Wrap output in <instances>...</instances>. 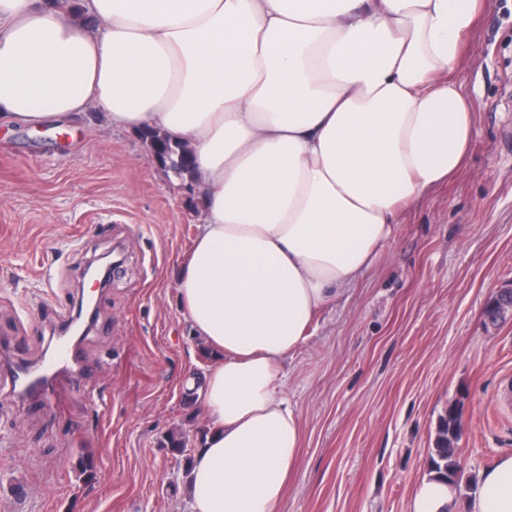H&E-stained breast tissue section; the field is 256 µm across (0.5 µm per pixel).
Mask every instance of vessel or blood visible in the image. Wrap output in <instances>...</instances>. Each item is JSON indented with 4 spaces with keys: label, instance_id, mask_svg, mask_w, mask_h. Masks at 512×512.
Segmentation results:
<instances>
[{
    "label": "vessel or blood",
    "instance_id": "vessel-or-blood-1",
    "mask_svg": "<svg viewBox=\"0 0 512 512\" xmlns=\"http://www.w3.org/2000/svg\"><path fill=\"white\" fill-rule=\"evenodd\" d=\"M82 364L67 342L58 341L51 355L37 366H12L8 382L13 393L21 396L46 394L55 376L77 375Z\"/></svg>",
    "mask_w": 512,
    "mask_h": 512
}]
</instances>
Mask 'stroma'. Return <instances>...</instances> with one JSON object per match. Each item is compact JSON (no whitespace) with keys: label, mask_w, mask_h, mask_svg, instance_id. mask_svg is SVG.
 Masks as SVG:
<instances>
[{"label":"stroma","mask_w":512,"mask_h":512,"mask_svg":"<svg viewBox=\"0 0 512 512\" xmlns=\"http://www.w3.org/2000/svg\"><path fill=\"white\" fill-rule=\"evenodd\" d=\"M454 78L478 115L467 170L400 212L282 365L302 448L277 512H410L452 404L456 512L512 453V320L484 316L512 286V0H491ZM200 213L195 184L97 114L0 125V338L41 363L81 297L97 305L80 381L20 399L0 375V512H190L185 459L161 442L178 429L195 451L207 426L184 383L210 361L175 288Z\"/></svg>","instance_id":"stroma-1"}]
</instances>
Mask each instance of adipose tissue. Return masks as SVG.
<instances>
[{
	"label": "adipose tissue",
	"instance_id": "1",
	"mask_svg": "<svg viewBox=\"0 0 512 512\" xmlns=\"http://www.w3.org/2000/svg\"><path fill=\"white\" fill-rule=\"evenodd\" d=\"M485 0H0V119L98 110L192 150L201 221L178 302L215 361L191 512H277L298 460L281 364L391 237L466 169L476 111L453 80ZM428 474L411 512H451ZM468 512H512V454Z\"/></svg>",
	"mask_w": 512,
	"mask_h": 512
}]
</instances>
